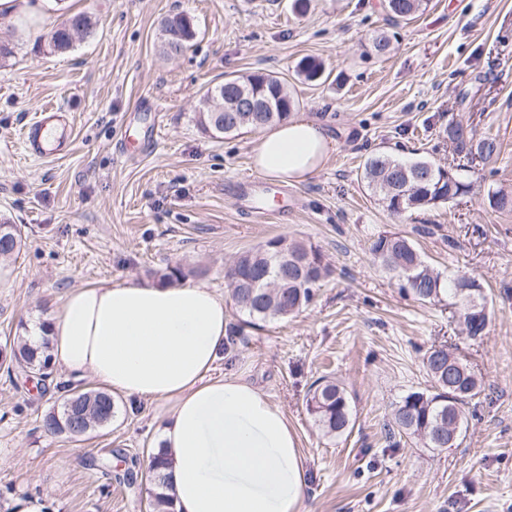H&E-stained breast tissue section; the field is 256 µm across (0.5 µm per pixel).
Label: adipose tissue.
<instances>
[{
	"label": "adipose tissue",
	"mask_w": 512,
	"mask_h": 512,
	"mask_svg": "<svg viewBox=\"0 0 512 512\" xmlns=\"http://www.w3.org/2000/svg\"><path fill=\"white\" fill-rule=\"evenodd\" d=\"M334 148L298 115L266 130L252 165L275 183L305 182ZM222 297L203 284L103 282L75 288L51 317V354L70 387L162 401L164 470L175 512H300L304 459L284 411L233 374L215 376L228 342Z\"/></svg>",
	"instance_id": "adipose-tissue-1"
}]
</instances>
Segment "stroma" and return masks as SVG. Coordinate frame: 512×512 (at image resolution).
I'll list each match as a JSON object with an SVG mask.
<instances>
[{"label": "stroma", "mask_w": 512, "mask_h": 512, "mask_svg": "<svg viewBox=\"0 0 512 512\" xmlns=\"http://www.w3.org/2000/svg\"><path fill=\"white\" fill-rule=\"evenodd\" d=\"M47 0L35 17L0 15V218L25 243L0 262V346L43 320L74 288L147 281L179 265L188 282L228 297L224 265L285 235L320 247L334 277L286 320L245 328L215 375L242 376L281 406L305 459L302 512H512V210L486 201L512 193V0H428L408 22H392L381 0ZM93 31L51 53L45 33L69 15ZM192 18L183 54L161 50V21ZM387 32L394 51L374 55ZM323 61L331 77L300 79L297 63ZM277 75L295 114L320 120L334 141L306 182L261 180L266 213L246 211L243 179L259 134L215 138L197 122L199 98L228 75ZM48 104L72 115L67 154L28 157L21 132ZM462 123L495 137L496 162L469 173L462 202L396 215L360 180L377 151L444 164L439 137ZM431 225L429 235L419 225ZM399 232L442 274L483 283L486 333L469 339L446 303L406 296L371 258L372 240ZM457 241L449 250V241ZM447 345L475 371L481 393L455 445L436 452L405 437L389 442L391 410L430 385L424 356ZM345 390L352 423L327 436L306 411L320 377ZM61 395L40 394L0 366V512L39 497L48 512H146L152 485L143 464L168 406L117 397L112 422L74 440L51 435L43 415ZM122 451L132 481L91 467Z\"/></svg>", "instance_id": "1"}]
</instances>
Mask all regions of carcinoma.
Listing matches in <instances>:
<instances>
[{
	"label": "carcinoma",
	"instance_id": "carcinoma-1",
	"mask_svg": "<svg viewBox=\"0 0 512 512\" xmlns=\"http://www.w3.org/2000/svg\"><path fill=\"white\" fill-rule=\"evenodd\" d=\"M427 0H382L381 6L390 20L410 21L425 10ZM93 22L85 13L70 15L47 33L48 46L53 53H65L73 45L74 37L87 34ZM163 49L170 56L182 54L195 37V28L185 15L167 17L161 22ZM392 51L391 38L383 31L371 38V52L385 57ZM297 74L304 80L315 82L324 74L323 63L305 57L297 64ZM245 92L263 107L260 112L249 113L242 120L241 112H218L220 102L235 100ZM295 107L288 86L270 73L254 72L230 75L221 83L208 87L199 100V123L203 131L223 137L244 129H259L288 119ZM447 140L455 154L467 162L489 164L498 158L500 144L494 138H479L472 127L457 124L439 134ZM420 176L405 174L410 163L386 152H376L364 162L360 178L375 199L392 213L423 211L454 202L468 196L472 183L464 177V166L441 165L432 160L416 161ZM489 206L499 210H512V194L502 189L487 191ZM23 242L21 229L6 221L0 222V256H9L20 249ZM370 254L386 269L395 274L400 290L420 303H448L457 309V317L466 336L477 339L486 332L490 312L477 318L468 311L471 299L486 302L482 284L465 272L443 278L416 248L414 242L399 232H386L371 243ZM333 274L331 265L319 247L309 243L278 236L242 252L230 265L226 278L235 284L230 289L234 305L249 320L232 326L235 336L257 321L283 319L299 312L314 299L316 291ZM50 336L44 335L35 343L24 336L13 338L9 347L0 350L8 360L7 369L17 368L24 374L38 376V385L53 383V388L65 393L58 406L42 419L44 431L66 434L71 438L86 435L88 430L112 421L116 403L112 394L98 388L86 391L71 390L62 381H53ZM424 363L431 385L423 390L411 391L395 406L388 422V438L406 436L420 441L424 447L441 450L448 447L450 433L462 427L466 420L465 405L480 392L476 374L466 362L453 355L444 345L429 349ZM306 408L320 429L328 435H341L350 425V412L346 394L338 384L326 378L314 383ZM166 466L162 455H150L148 476L153 481L148 512H174L173 499L168 493L161 469Z\"/></svg>",
	"mask_w": 512,
	"mask_h": 512
}]
</instances>
